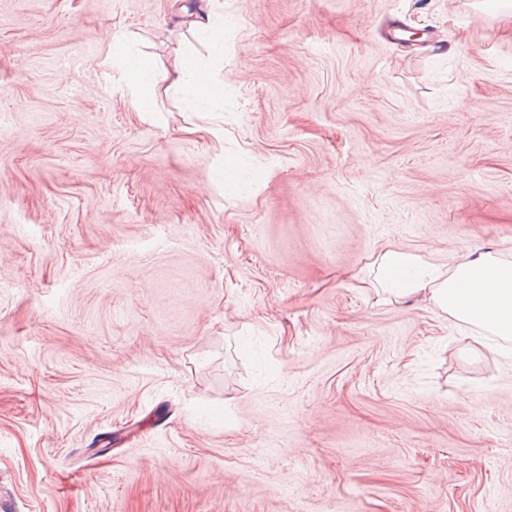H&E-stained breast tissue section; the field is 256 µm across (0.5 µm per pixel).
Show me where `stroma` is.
<instances>
[{
	"mask_svg": "<svg viewBox=\"0 0 512 512\" xmlns=\"http://www.w3.org/2000/svg\"><path fill=\"white\" fill-rule=\"evenodd\" d=\"M191 2L0 0V512H512V355L363 285L512 260V15ZM186 83H193L196 89L206 96H219L222 93L221 85L213 79L210 73L200 69L192 59H186L175 68L174 77L167 88ZM129 71L136 75L139 86L148 90V93H141L138 97V111L153 112V103L149 98H147L152 97L155 92V84L153 83L151 76L152 67L143 61H137L129 67ZM144 102H149V108H145L143 106Z\"/></svg>",
	"mask_w": 512,
	"mask_h": 512,
	"instance_id": "1",
	"label": "stroma"
}]
</instances>
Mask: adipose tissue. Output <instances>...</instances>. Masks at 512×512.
I'll use <instances>...</instances> for the list:
<instances>
[{"mask_svg":"<svg viewBox=\"0 0 512 512\" xmlns=\"http://www.w3.org/2000/svg\"><path fill=\"white\" fill-rule=\"evenodd\" d=\"M369 282L380 300L419 296L458 325L512 341V261L481 252L451 268L388 246Z\"/></svg>","mask_w":512,"mask_h":512,"instance_id":"obj_1","label":"adipose tissue"}]
</instances>
